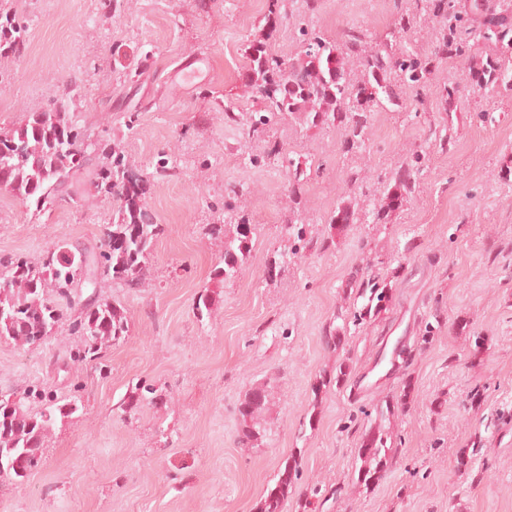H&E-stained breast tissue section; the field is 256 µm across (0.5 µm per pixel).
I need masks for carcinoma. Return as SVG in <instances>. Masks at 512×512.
Masks as SVG:
<instances>
[{"mask_svg": "<svg viewBox=\"0 0 512 512\" xmlns=\"http://www.w3.org/2000/svg\"><path fill=\"white\" fill-rule=\"evenodd\" d=\"M416 10L399 9L391 28V40L372 44L361 28H348L341 39H331L314 25L299 28L300 51L284 59L267 50L264 41L251 45L250 66L242 81L257 100L249 118V130L260 135L284 116H294L301 124L322 128L339 125L346 132L348 150L365 146L369 116L375 106L401 110L411 104L415 111L424 106L427 90L441 65L451 60L471 62V86L500 96H512V0H413ZM425 11L446 21L434 34L433 50L419 52L408 47L414 31L416 12ZM24 28L11 17L0 23V50L9 51L23 41ZM360 75L354 76L351 65ZM461 98L459 85L448 82L440 88L444 111H457ZM270 152L282 156L288 185L295 204L301 203L308 180L307 163L287 156L278 144ZM428 152L422 148L407 156L385 186L384 203L372 211L373 222H384L414 192ZM92 166L91 185L96 194L117 204L118 221L106 228L102 243L91 254L66 241L56 243L44 254L39 266L17 257L0 270V337L21 346L43 342L45 327L57 326L63 319L62 308L46 298L53 290L69 308L79 304L77 290L85 281L93 288L112 282L125 288L141 284L146 261L160 233L150 222L143 206L147 193L145 181L127 163L122 152L107 141L87 142L84 126L70 120L64 112H32L10 132L0 135V175L4 188L36 205L50 203L55 197H72L74 178ZM224 215L236 220L235 232L224 234V225L212 226V234L224 236V266L215 270L222 282L235 280L251 256L253 228L237 216L235 205L224 201ZM355 210L340 206L329 223L353 224ZM293 238L290 252L307 247L304 224L288 225ZM85 280L78 279L80 269ZM357 298L361 306L343 318L344 324L365 321L387 307L389 289L379 287L375 279L358 282ZM72 329L81 337V348L73 361L83 363L98 358L103 346L118 343L129 333L120 306L94 299L82 305ZM348 359L336 365V374L323 377L315 394L323 387L340 385L349 374ZM155 389L147 383L131 388L127 406L138 408L154 403ZM33 400L43 404L37 413L26 408ZM267 404V389L256 387L247 392L238 405L241 419L239 443L255 446L261 437L260 415ZM77 404H58L46 392L28 390L17 398L9 413L0 415V464L4 477L15 481L27 478L42 461V447L56 419L70 417ZM395 410L386 407L380 422L367 429L357 448L361 465L357 482L365 488L377 486L385 478L397 453L395 441L382 421ZM298 459L289 456L279 469L274 486L265 491L258 512H284L289 489L300 475Z\"/></svg>", "mask_w": 512, "mask_h": 512, "instance_id": "carcinoma-1", "label": "carcinoma"}]
</instances>
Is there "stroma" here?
I'll return each mask as SVG.
<instances>
[{
	"label": "stroma",
	"mask_w": 512,
	"mask_h": 512,
	"mask_svg": "<svg viewBox=\"0 0 512 512\" xmlns=\"http://www.w3.org/2000/svg\"><path fill=\"white\" fill-rule=\"evenodd\" d=\"M6 10L25 33L0 60V133L65 107L90 142L124 151L161 232L139 287L82 288L120 304L130 328L97 361L70 359L76 308L39 346L0 338V395L38 386L78 406L52 424L38 470L21 483L0 479V512H257L291 455L301 474L284 512L307 500L318 512H512V98L464 99L459 113L480 108L486 119L459 120L448 153L432 145L448 119L433 92L420 112L375 108L359 152L346 151L341 129L293 117L256 137L242 75L266 0H6ZM395 11L396 0H317L313 11L283 0L270 46L296 55L304 19L335 39L356 26L379 42ZM272 141L319 167L301 204L289 201L280 158L248 160ZM422 146L427 166L387 223L328 225L344 201L363 215L379 207L384 178ZM351 169L362 186H346ZM90 178L82 171L76 196L40 208L0 189V258L36 263L59 240L99 246L116 210ZM241 186L239 213L255 234L247 265L225 284L214 276L224 240L211 227ZM297 220L314 244L290 257L286 229ZM326 238L331 246L319 248ZM277 261L279 275L267 278ZM358 268L385 279L391 301L348 326L332 351L324 332L349 309ZM203 294L211 306L201 313ZM428 326L434 340L417 349ZM399 345L414 350L413 363L375 375L382 351ZM340 358L346 382L314 395ZM141 379L164 402L126 410ZM408 382L414 400L390 419L398 455L384 481L360 487V437ZM262 385L263 432L246 448L236 407ZM462 448L467 473L456 467Z\"/></svg>",
	"instance_id": "35a3bbf8"
}]
</instances>
